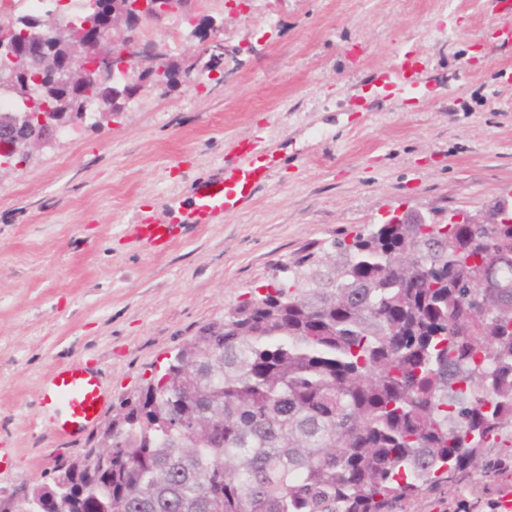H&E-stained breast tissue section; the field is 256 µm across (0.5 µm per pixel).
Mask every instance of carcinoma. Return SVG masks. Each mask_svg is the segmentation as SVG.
<instances>
[{
  "mask_svg": "<svg viewBox=\"0 0 512 512\" xmlns=\"http://www.w3.org/2000/svg\"><path fill=\"white\" fill-rule=\"evenodd\" d=\"M512 223L394 224L305 247L122 399L32 489L69 512H395L512 448ZM219 439L182 448L206 411Z\"/></svg>",
  "mask_w": 512,
  "mask_h": 512,
  "instance_id": "1",
  "label": "carcinoma"
}]
</instances>
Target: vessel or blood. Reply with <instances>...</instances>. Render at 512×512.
I'll return each mask as SVG.
<instances>
[{
	"instance_id": "b4317fda",
	"label": "vessel or blood",
	"mask_w": 512,
	"mask_h": 512,
	"mask_svg": "<svg viewBox=\"0 0 512 512\" xmlns=\"http://www.w3.org/2000/svg\"><path fill=\"white\" fill-rule=\"evenodd\" d=\"M491 22L512 40V0H496ZM422 87L416 59L403 53L391 68L376 73L366 84L372 98L404 97ZM280 163L267 150L263 138H242L235 155L224 162L222 176L200 182L193 191L187 212H172L165 223L141 218L134 230L153 255L165 254L176 242L182 228L192 224H217L225 215L246 208L267 183ZM109 402L98 367L82 361L56 366L43 390L41 406L46 425L54 437L73 440L86 434L102 420Z\"/></svg>"
}]
</instances>
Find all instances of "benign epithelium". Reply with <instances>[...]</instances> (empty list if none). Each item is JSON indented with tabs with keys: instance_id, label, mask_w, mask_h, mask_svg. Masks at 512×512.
I'll return each instance as SVG.
<instances>
[{
	"instance_id": "obj_1",
	"label": "benign epithelium",
	"mask_w": 512,
	"mask_h": 512,
	"mask_svg": "<svg viewBox=\"0 0 512 512\" xmlns=\"http://www.w3.org/2000/svg\"><path fill=\"white\" fill-rule=\"evenodd\" d=\"M188 0H114L112 10L104 0H94L91 8L97 24L86 35L70 34L67 50L59 51L65 36L62 25L40 17L16 19L5 12L0 15V84L10 91L22 88L30 92L29 59L41 61L39 69L50 76L53 84L45 89L83 87L89 82L108 79L115 83L136 84L151 80L154 72L167 67L159 45L145 39L142 28L184 12ZM123 104L115 98H102L96 103L94 119H112ZM86 117L87 103L80 96L59 93L56 105L36 115L38 126L30 128L25 112H15L0 121V155L18 154L29 157L35 148L56 143L62 133L74 128L69 110ZM97 456H112V427L104 426L97 442Z\"/></svg>"
}]
</instances>
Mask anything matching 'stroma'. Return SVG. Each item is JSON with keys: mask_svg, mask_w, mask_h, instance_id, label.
<instances>
[{"mask_svg": "<svg viewBox=\"0 0 512 512\" xmlns=\"http://www.w3.org/2000/svg\"><path fill=\"white\" fill-rule=\"evenodd\" d=\"M492 0H205L152 26L171 65L207 76L145 86L112 122H82L0 174V510L51 482L91 441H56L39 416L53 366L94 360L111 405L268 283L303 245L350 238L412 210L484 219L512 198V43ZM181 31L170 42L172 28ZM227 54L213 58L212 42ZM425 93L361 101L402 48ZM263 130L282 160L244 210L190 228L162 257L136 240L140 205L189 206L237 137ZM512 468L481 466L400 512H492Z\"/></svg>", "mask_w": 512, "mask_h": 512, "instance_id": "35a3bbf8", "label": "stroma"}]
</instances>
